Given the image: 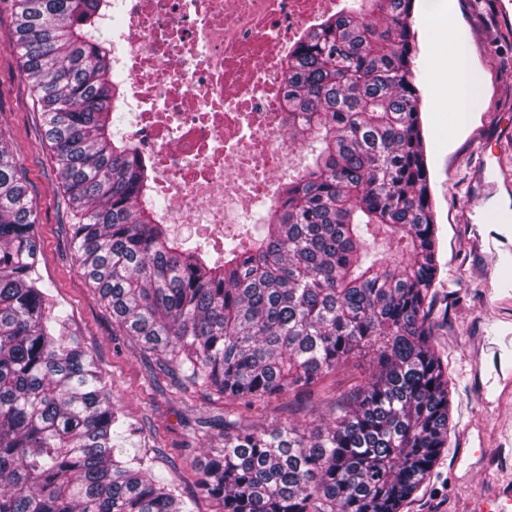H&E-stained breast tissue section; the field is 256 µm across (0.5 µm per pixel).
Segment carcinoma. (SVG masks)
<instances>
[{"instance_id":"obj_1","label":"carcinoma","mask_w":512,"mask_h":512,"mask_svg":"<svg viewBox=\"0 0 512 512\" xmlns=\"http://www.w3.org/2000/svg\"><path fill=\"white\" fill-rule=\"evenodd\" d=\"M15 49L83 276L177 384L253 409L356 359L368 381L307 431L218 418L198 485L218 512H402L448 448L432 343L438 227L412 37L415 0H360L284 60L289 139L310 148L256 233L213 261L156 211L150 160L113 130L125 78L112 0H13ZM38 217L0 136V512H194L122 420L37 276Z\"/></svg>"}]
</instances>
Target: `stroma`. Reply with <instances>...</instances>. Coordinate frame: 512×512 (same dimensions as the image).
I'll use <instances>...</instances> for the list:
<instances>
[{"label":"stroma","instance_id":"35a3bbf8","mask_svg":"<svg viewBox=\"0 0 512 512\" xmlns=\"http://www.w3.org/2000/svg\"><path fill=\"white\" fill-rule=\"evenodd\" d=\"M453 21L437 22L442 0H417L414 60L430 171V193L439 227L441 272L432 307L434 344L448 365L452 430L448 447L417 497L403 512H465L488 485L512 484V400L492 387L512 374V288L486 280L492 255L477 244L506 223L512 242V189L500 190L492 209L478 217L482 164L512 168V23L502 22L498 0H452ZM15 19L0 0V136L25 171L38 215V270L42 285L68 316V329L93 355L124 423L120 447L153 458L196 512H215L197 483L196 464L219 442L203 418L223 415L224 401L185 390L166 378L151 381L152 359L112 326V315L83 277L69 234V214L56 168L42 140V122L14 48ZM465 46L475 73L474 106L464 124L452 110L454 88L444 76L455 66L450 44ZM499 334L498 351L477 342L486 327ZM368 362L346 364L322 378L313 397L282 398L244 411V425L270 430L305 427L327 419L337 396L367 381Z\"/></svg>","mask_w":512,"mask_h":512}]
</instances>
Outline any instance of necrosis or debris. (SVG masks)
Masks as SVG:
<instances>
[{"label": "necrosis or debris", "instance_id": "4bbe7bcc", "mask_svg": "<svg viewBox=\"0 0 512 512\" xmlns=\"http://www.w3.org/2000/svg\"><path fill=\"white\" fill-rule=\"evenodd\" d=\"M125 21L123 127L148 140L168 224L217 235L290 175L281 62L347 0H113Z\"/></svg>", "mask_w": 512, "mask_h": 512}]
</instances>
